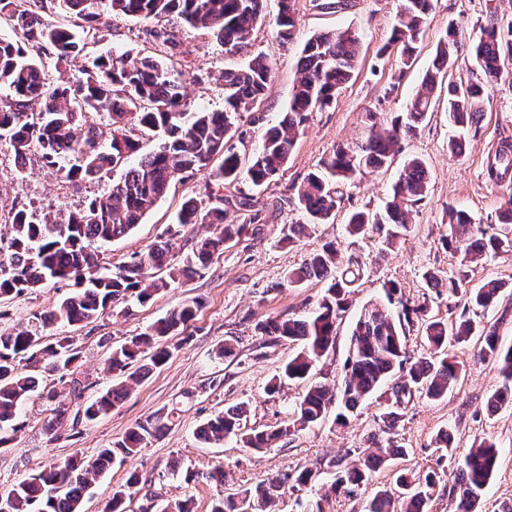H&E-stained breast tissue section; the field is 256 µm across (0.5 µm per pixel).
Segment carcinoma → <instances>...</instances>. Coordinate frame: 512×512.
Returning <instances> with one entry per match:
<instances>
[{
    "instance_id": "obj_1",
    "label": "carcinoma",
    "mask_w": 512,
    "mask_h": 512,
    "mask_svg": "<svg viewBox=\"0 0 512 512\" xmlns=\"http://www.w3.org/2000/svg\"><path fill=\"white\" fill-rule=\"evenodd\" d=\"M48 3L82 21L81 31L46 21L43 11ZM433 7L434 0H400L382 53L399 51L401 75L412 63ZM295 13V0H280L274 21L280 40L293 39ZM173 14L193 28L208 30L224 45L225 52L237 54L247 50L251 32L264 19V0H0V19H5L17 36L15 40L0 39V83L11 91V100L0 103V139L8 140L13 148L18 173H25L34 148L39 149L47 166L64 173L70 181L93 180L116 168L124 170L107 193L70 214L67 222L55 223L49 211L38 215L22 209L12 217V236L0 238V299L18 297L49 282L70 280L75 286L54 309L34 313L28 321L0 333V447L12 440L17 431L14 421L33 398L54 403L47 430L56 433L76 424L81 416L92 421L108 414L129 395L128 386L119 382L87 401L83 411L71 412L68 398H82L80 382L73 377L79 351L69 336L43 344L45 328L57 323L81 324L120 306L127 311L131 304L148 302L170 282L200 274L213 254L223 250L224 243L239 235L244 225L224 223L222 197L206 210L188 198L181 205L178 223L210 224L213 231L197 243L194 258L184 266L169 264L172 243L168 240L132 254L115 271L100 265L101 248L130 234L166 196L172 182L191 177L217 156L222 161L214 177L221 187L242 175L255 187L278 180L299 132L313 113L333 103L357 67L361 43L355 31L347 28L308 39L297 65L288 112L267 132L261 148L245 161L229 142L241 113L253 109L271 84L273 72L267 56L256 54L244 67L224 71L222 112L191 111L183 83L171 75V62L126 52L100 55L87 65L86 46L89 39L96 38L103 17L121 15L162 23ZM30 47L38 52L51 50L55 63L68 65L79 77L48 84L46 62L40 55H31ZM457 52V31L450 27L437 43L432 68L421 88L404 110L388 122L375 112L365 113L361 139L336 146L319 168L307 174L297 188L296 205L305 211L309 224L288 225L280 241L294 244L308 226L334 222L343 188L385 168L402 142L419 133L428 119L438 79L454 72ZM472 60L480 78L448 83V151L454 156L465 153L467 136L479 122V105L488 87L505 80L512 83V20H494L481 28ZM90 113L106 115V129L89 124ZM136 123L166 133L155 151L140 153L139 143L131 135V126ZM485 176L489 184L502 190L499 223L477 224L467 211L448 208L442 245L457 256L462 269L482 261L512 258L511 140H501L487 156ZM428 184L425 162L417 156L410 158L384 206L374 212L353 213L346 233L355 239L373 236L384 252L396 247L413 232V206L423 199ZM340 252L339 243L328 242L288 271L290 288L314 281L325 283L310 313L269 316L258 324L261 335L299 346L282 372L267 384V392L274 393L286 379L306 383L287 419L271 429H247L243 426L246 409L240 404L203 423L196 437L208 445L233 437L241 447L260 451L325 422L333 406V424L346 429L358 405L373 398L379 410L366 434L365 446L349 450L327 465L332 475L331 491L342 489L353 496L386 461L407 454L399 435L404 410L414 395L428 400L447 397L465 376L468 360L490 361L498 367L501 382L488 397L487 410L493 414L512 407V345H503L498 336L499 322H484L487 312L499 303L504 282L489 280L472 287L464 274L446 278L429 271L426 283L436 296L446 294L463 301L459 317L452 322L438 318L432 313V296L406 300L402 289L389 283L384 289L386 301L367 305L356 319L343 385L339 392H333L312 376L334 348L337 329L364 274V266L357 260L341 268ZM201 307L197 298L184 301L128 342L112 348L106 369L119 376L127 373L132 380L149 376L171 357L161 341L194 320ZM412 327L423 340L418 356L407 344V332ZM43 364L65 378L61 390L40 389L32 370ZM166 427L160 417L139 421L92 458L75 454L56 461L1 492L0 499L6 500L7 512H82L91 482L116 459L135 456L148 439ZM433 444L439 459L456 463L453 483L448 487L450 512H479L499 463L496 442L476 439L460 457L450 431L445 429L438 432ZM316 477L318 474L306 468L283 478L264 479L234 499H219L211 512H268L285 484L296 489ZM441 478L434 469L422 473L399 470L392 485L369 497L365 512H430ZM138 484L139 475L129 474L125 483L113 490L104 512H126L125 501Z\"/></svg>"
}]
</instances>
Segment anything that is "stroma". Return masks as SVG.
Segmentation results:
<instances>
[{
  "label": "stroma",
  "mask_w": 512,
  "mask_h": 512,
  "mask_svg": "<svg viewBox=\"0 0 512 512\" xmlns=\"http://www.w3.org/2000/svg\"><path fill=\"white\" fill-rule=\"evenodd\" d=\"M324 2L297 0L295 35L293 40L283 42L274 29L279 0H265V19L250 36L251 52L267 55L274 73L266 99L238 121L240 134L233 143L245 158L257 152L268 128L287 111L297 62L308 38L351 28L363 43L353 79L330 107L312 114L278 181L259 190L245 181L221 188L210 169L198 171L187 180L175 182L167 197L128 236L104 246L102 261L119 264L132 252L144 250L161 238L172 239L176 265L190 260L210 228L205 224L176 225L177 211L188 196L207 207L212 203V193L218 191L228 197L241 192L251 195L261 211L259 222L245 224L244 212L227 208L228 221L242 225L243 231L225 244L222 253L213 256L202 275L172 283L147 303L132 305L129 315H104L79 327L57 324L44 331L50 342L59 336L74 338L81 351L75 376L88 400L114 381L104 367L112 347L138 335L185 299L199 298L202 309L196 319L167 341L171 357L148 378L131 384L129 396L109 414L82 421L73 430H60L55 439L45 429L51 403H28L17 419L13 441L0 448V491L52 460L76 453L93 456L148 417H166L167 429L148 439L136 456L112 465L106 474L97 477L84 500L83 512H103L113 488L123 484L132 471L138 473L140 483L126 506L127 512H158L162 504L184 497L192 499L194 512H210L216 498L233 496L264 478L303 468L318 471L320 465L362 444L376 411L369 403L360 406L353 428L339 430L328 421L260 452L239 447L232 438L204 446L196 440L195 432L207 419L241 403L248 408L247 427L276 425L287 417L291 404L301 395V386L288 382L276 393L266 392L269 380L295 355L297 347L285 340L267 341L257 325L269 316L304 314L321 294V285L314 282L301 288L284 284L288 269L301 263L308 253L337 239L342 243L343 258L364 263L356 305L383 299V287L391 281L401 286L407 298L415 300L427 291L423 279L427 270L445 276L458 272L456 258L441 243L449 207L466 209L475 223H496L500 192L486 182L484 169L488 153L500 139L512 137V83L506 81L495 85L485 97L478 132L471 137L464 157L455 158L448 152V88L438 86L429 123L419 135L403 143L388 169L365 175L355 186L345 189L334 223L315 226L294 246L280 240L284 225L307 221L293 202L291 185L300 183L337 145L358 141L366 111L390 118L403 109L419 88L449 23L458 24V41L462 48H469L492 16H512V0H435L416 61L405 71L400 70L395 53L380 52L390 37L398 0H345L344 7L336 9L325 8ZM153 28L150 21L114 18L111 27L99 31L96 43L88 45L87 52L94 57L129 51L167 59L169 51L154 40ZM176 38L179 47L175 71L194 109L223 110L222 75L225 70L243 67L245 55L225 53L213 35L203 29L180 26ZM412 156L425 160L430 176L428 193L414 208L413 233L388 254L380 253L372 239L346 238L344 226L349 214L382 207L392 183ZM118 177V172L110 171L92 181H70L63 173L44 166L35 152L21 176L8 140L2 139L0 235L9 233L17 210L49 208L63 216L103 194ZM68 291L67 283H50L19 297L0 299V329L19 324L34 312L51 309ZM226 341L234 346L233 356L215 358L216 348ZM498 384L494 364L474 363L447 398H414L405 411L401 429L407 456L376 471L370 486L357 496H333L327 512H363L367 497L373 490L389 485L395 471L410 468L422 472L435 467L437 455L432 441L447 426L453 427L460 451H467L481 437L495 440L501 448L499 468L486 488L484 512H495L499 503L512 500V410L505 408L491 414L484 407ZM188 472L196 474L195 482H185Z\"/></svg>",
  "instance_id": "1"
}]
</instances>
